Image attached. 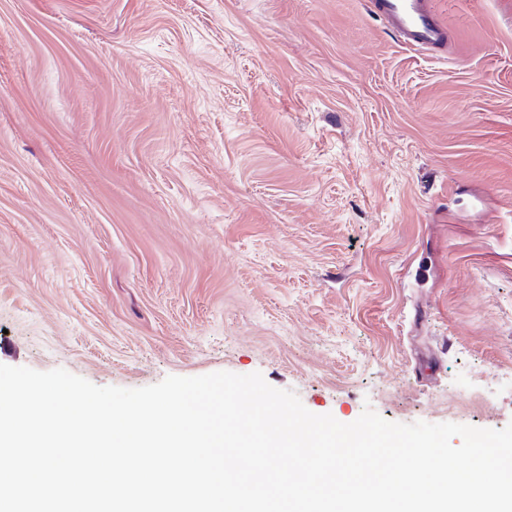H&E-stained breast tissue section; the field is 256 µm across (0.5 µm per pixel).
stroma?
I'll list each match as a JSON object with an SVG mask.
<instances>
[{
	"label": "stroma",
	"instance_id": "35a3bbf8",
	"mask_svg": "<svg viewBox=\"0 0 512 512\" xmlns=\"http://www.w3.org/2000/svg\"><path fill=\"white\" fill-rule=\"evenodd\" d=\"M0 0V364L261 373L512 423V0ZM368 6L403 46L448 49V31L437 17L434 0H369Z\"/></svg>",
	"mask_w": 512,
	"mask_h": 512
}]
</instances>
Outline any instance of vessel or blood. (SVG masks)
<instances>
[{
  "label": "vessel or blood",
  "mask_w": 512,
  "mask_h": 512,
  "mask_svg": "<svg viewBox=\"0 0 512 512\" xmlns=\"http://www.w3.org/2000/svg\"><path fill=\"white\" fill-rule=\"evenodd\" d=\"M368 6L403 46L447 50L448 31L437 17L434 0H368Z\"/></svg>",
  "instance_id": "obj_1"
}]
</instances>
